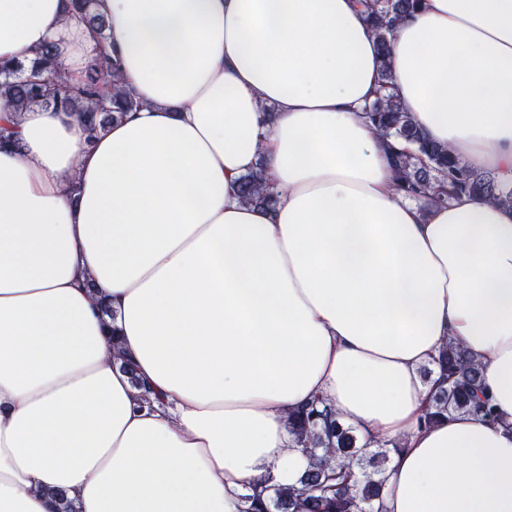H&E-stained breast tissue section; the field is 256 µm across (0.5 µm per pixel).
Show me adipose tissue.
<instances>
[{"label":"adipose tissue","mask_w":512,"mask_h":512,"mask_svg":"<svg viewBox=\"0 0 512 512\" xmlns=\"http://www.w3.org/2000/svg\"><path fill=\"white\" fill-rule=\"evenodd\" d=\"M94 8L137 110L92 139L0 98V512H243L299 485L288 416L317 398L399 442L382 512H512V207L394 189L356 0ZM97 43L71 0H0V65L51 44L76 80ZM391 65L426 137L512 191V0H424ZM255 170L274 211L237 195ZM451 341L498 422L421 425Z\"/></svg>","instance_id":"adipose-tissue-1"}]
</instances>
